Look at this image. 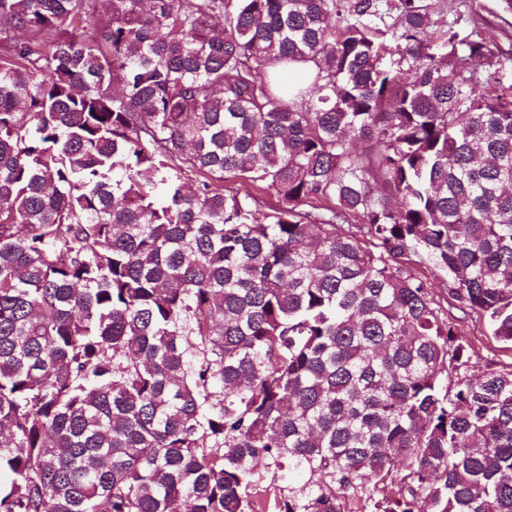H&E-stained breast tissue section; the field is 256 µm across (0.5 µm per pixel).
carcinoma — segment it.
Here are the masks:
<instances>
[{"mask_svg":"<svg viewBox=\"0 0 512 512\" xmlns=\"http://www.w3.org/2000/svg\"><path fill=\"white\" fill-rule=\"evenodd\" d=\"M462 19L0 0V512H512V370L410 269L512 343V82ZM412 270L426 281L430 297L440 309L441 316L444 314L448 318L460 320L455 322L465 329V336H458V339L466 347L470 357L468 375L478 376L489 369L511 370V344L495 336L492 328L476 313L469 312L466 315L447 302V291L443 286L445 276L429 264L413 265Z\"/></svg>","mask_w":512,"mask_h":512,"instance_id":"obj_1","label":"carcinoma"}]
</instances>
